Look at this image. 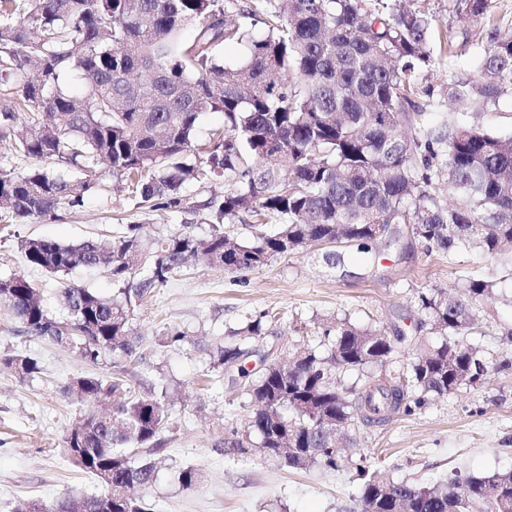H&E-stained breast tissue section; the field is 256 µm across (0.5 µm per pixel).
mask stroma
<instances>
[{"instance_id":"obj_1","label":"stroma","mask_w":512,"mask_h":512,"mask_svg":"<svg viewBox=\"0 0 512 512\" xmlns=\"http://www.w3.org/2000/svg\"><path fill=\"white\" fill-rule=\"evenodd\" d=\"M415 5L459 48L454 68L464 82L475 79L494 38L512 33V0H489L498 19L494 29L457 16L452 0H415ZM213 192V187L193 184L185 190L186 211H149L138 208L127 185L108 177L82 208L52 221L16 224L0 209V279L25 276L41 289L50 314L60 316L57 288L74 285L108 295L111 277L86 269L53 276L30 267L17 247L19 239L75 244L116 237L130 223L142 225L151 238L187 224L202 238L210 232L204 203ZM374 247L379 258L371 265L361 261L356 246L340 244L336 250L344 262L335 268L309 249L246 272L193 266L144 298L131 320L139 338L135 372L144 387L166 388L168 410L162 432L165 462L144 492L153 512H354L361 484L354 461L360 457L394 481L427 485L455 471H512V370H490L478 387L427 397L414 415L357 430L348 450L352 462L336 470H291L258 451L240 454L230 447L232 434L248 435L254 406L234 381L236 369L216 380L210 353L254 319H261L262 334L248 340L245 361L254 377L269 350L284 360L296 347H317L323 325L338 319L385 336L403 330L413 338L405 353L410 360L436 339L432 326L422 322L417 295L453 294L468 276L489 273L494 290L477 304L468 341L491 359L512 353L506 336L512 328V249L495 259L477 251L448 256L428 250L408 224L395 225L393 234ZM173 329L185 333L183 343H165ZM15 351L36 358L40 372L23 380L0 370V512L98 492L95 478L79 471L63 452L69 430L93 404L64 389L89 372L111 375L125 355L115 352L99 364L86 363L49 339L23 335L20 322L0 304V354ZM177 466L201 469V483L183 489L174 477Z\"/></svg>"}]
</instances>
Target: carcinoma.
<instances>
[{
  "mask_svg": "<svg viewBox=\"0 0 512 512\" xmlns=\"http://www.w3.org/2000/svg\"><path fill=\"white\" fill-rule=\"evenodd\" d=\"M456 12L487 18L488 0H455ZM247 16L265 27L227 18L224 0H0V138L40 162L19 173L0 164V205L14 221H46L83 205L105 174L129 184L139 206L183 211L189 184L224 182V194L205 207L217 223L201 239L178 228L147 239L126 224L112 240L64 244L48 238L19 242L27 263L51 275L77 267L108 272L115 291L60 289L66 312L50 315L41 291L21 276L0 281L5 302L29 336L66 346L96 364L107 354L136 352L134 308L188 262L239 273L315 239L359 243L362 260L376 259L370 224H413L419 238L444 254L476 248L494 258L512 243V137L448 119L434 93L419 97L417 76L436 65L432 20L409 0H252ZM196 24L192 39L183 29ZM235 41L244 60L226 65L220 48ZM447 44L448 103L482 112L512 92V36L494 41L477 79L460 84ZM79 82L75 94L70 84ZM224 113L199 153L200 116ZM440 114L436 123L417 117ZM25 115L26 128L14 133ZM253 219L251 240L224 232V221ZM280 228L268 233L263 226ZM493 290L483 276L468 278L448 298L422 292L439 343L396 376L359 389L337 385L336 372L385 365L405 336H380L333 322L323 329L320 355L299 349L287 372L271 359L256 380L241 365L245 340L261 335L257 319L216 351L215 367L237 368L255 406L250 428L259 448L291 469H336L343 456L326 430L384 424L411 415L427 395L443 396L479 384L489 369L512 370V355L491 361L460 337L473 327V307ZM0 368L25 379L40 372L35 358L0 355ZM121 367L109 379L77 377L64 393L106 401L112 425L92 412L66 438L65 454L82 471L112 474L103 491L83 496L85 512H152L131 493L156 480L168 422L166 391H136ZM359 512H512V471L461 476L418 486L369 472ZM188 490L201 473L177 470Z\"/></svg>",
  "mask_w": 512,
  "mask_h": 512,
  "instance_id": "carcinoma-1",
  "label": "carcinoma"
}]
</instances>
